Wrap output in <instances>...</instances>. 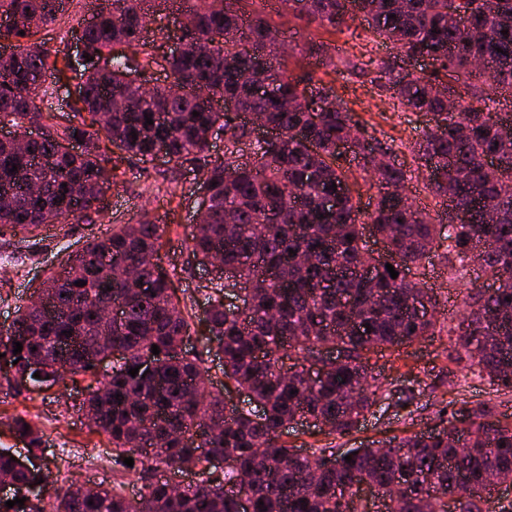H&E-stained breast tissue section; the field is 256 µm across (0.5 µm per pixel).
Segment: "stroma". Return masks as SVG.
<instances>
[{
  "mask_svg": "<svg viewBox=\"0 0 512 512\" xmlns=\"http://www.w3.org/2000/svg\"><path fill=\"white\" fill-rule=\"evenodd\" d=\"M247 11H260L281 31L279 42L292 54H299L308 38H315L333 47L341 58L355 60L352 72L334 73L331 68L312 64L290 65L294 77L323 81L335 85L365 124L367 136L392 144L398 163L414 168L413 147L433 128L430 115L422 112L391 111L389 98L371 84L370 73L375 63L396 55L392 44L371 40L360 23H352L344 32L327 33L317 24L305 25L291 15L278 11L276 0H248ZM89 15L87 0H72L68 11L41 32L50 50L70 44ZM81 83L79 72H67L65 78H48L47 98L41 102L42 111L68 113L73 123L88 121L85 112L70 111L69 105ZM121 175L105 194L104 208L91 221L80 224H50L45 226L35 241L17 242L8 235L0 236V328L8 326L18 308L28 304L43 280L58 271L68 256L80 252L87 243L106 236L116 224H134L150 220L163 226L165 233L159 250L161 263L170 273L175 286L184 290L185 301L192 308L194 322L188 345L202 360L214 387L222 389L224 400L241 404L244 395L235 387L225 386L222 363L210 351L202 335L199 316L209 284L201 266L194 260L188 241L195 229L198 202L201 197L202 175L192 168L174 169L164 160L147 163L124 158L119 163ZM409 279L433 287L437 300H446L454 306L455 315H462L463 298L467 289L487 287L486 279L466 269L458 280H450L437 254H430L420 266L411 268ZM447 332L441 331L424 340L404 346L399 359L380 357L375 369L385 382L401 385L420 382L424 393L412 411H398L384 417H367L359 430L350 436L328 438L313 429L298 426L290 429L287 440L302 453H312L314 447L332 444L348 449L367 446L378 441L409 436L427 428H441L437 412L452 401L476 403L490 400L497 404L501 415L512 420V392H493L477 368L450 363ZM110 363L98 365L91 372L76 376L44 391H26L20 394L0 389V448L23 451L4 422L15 416L35 424L45 441L36 451L37 463L56 487L73 483L104 485L116 488L128 499L138 496L141 485L134 471L116 464L112 445L106 435L95 431L86 421L80 405L88 384L104 380L110 373ZM65 448L75 449L72 457L62 456Z\"/></svg>",
  "mask_w": 512,
  "mask_h": 512,
  "instance_id": "obj_1",
  "label": "stroma"
}]
</instances>
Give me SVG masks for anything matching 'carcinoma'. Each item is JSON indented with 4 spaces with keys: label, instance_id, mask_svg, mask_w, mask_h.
Masks as SVG:
<instances>
[{
    "label": "carcinoma",
    "instance_id": "obj_1",
    "mask_svg": "<svg viewBox=\"0 0 512 512\" xmlns=\"http://www.w3.org/2000/svg\"><path fill=\"white\" fill-rule=\"evenodd\" d=\"M149 2L97 0L81 31L87 58L76 111L100 114L103 123L74 125L37 105L47 95L46 77L64 72L67 55L51 53L36 35L69 0H0V15L17 19L0 31L1 40L15 41L0 52V125L42 127L23 146L0 139V233L20 234L23 242L47 220L73 224L98 213L119 176L100 152L102 137L144 162L161 152L174 168L201 166L204 210L192 256L200 266L219 258L240 279L257 281L239 312L224 303L221 273L205 297L206 340L223 360L224 383L246 392L247 403L227 417L223 392L209 385L199 357L183 349L191 325L157 258L164 228L122 224L48 276L42 287L50 303L31 302L0 336V360L9 363L0 380L20 394L24 385L56 384L122 349L124 357L83 406L112 443L114 460L139 453L140 498L108 487L56 488L41 469L10 460L13 452L3 448L0 488L9 495L0 497V512H359L361 484L385 501L386 512H512V501L494 500L483 484L493 471L512 474V422L490 401H465L442 429L377 447L301 455L283 440L303 419L319 422L326 437L351 435L367 416L419 399L413 385L384 383L370 355L435 335L437 317L418 313L410 299L436 302L407 271L437 251L451 273L476 260L495 284L488 295L467 290V314L448 328V360L466 359L496 390L512 392V113L495 111L494 98L496 90L512 89V0H496L492 14L482 0H281L306 25L336 33L360 19L408 59H431L432 70L417 76L402 74L389 58L370 83L401 110L433 115L435 130L418 143L417 169L425 188L448 203L446 224L404 202L412 174L372 158L393 148L366 142L364 126L333 85L292 78L288 58L272 55L275 25L244 12L242 0H182L179 53L148 52L140 63L114 52L118 45L147 47ZM309 57L355 68L314 41ZM151 65L169 72L183 92L132 86L130 74ZM441 87L454 94L456 110H448ZM240 112L276 129L279 139L250 141ZM221 135L231 148L212 161L211 140ZM67 140L79 149L62 150ZM343 140L351 144L350 161L336 152ZM246 142L249 157L241 161L236 147ZM488 158L493 171L486 170ZM363 183L377 189L367 213ZM328 197L335 199L329 207ZM367 231L384 242L383 253L367 248ZM127 262L140 266L131 285L120 276ZM125 291L133 300L122 321H104L97 304ZM17 342L22 351L15 354ZM328 345L344 360L309 380V367ZM6 426L28 452L44 445L25 418ZM160 466L193 479L174 491L154 478ZM46 496L48 510L39 506ZM16 497L26 498L24 505L5 506Z\"/></svg>",
    "mask_w": 512,
    "mask_h": 512
}]
</instances>
